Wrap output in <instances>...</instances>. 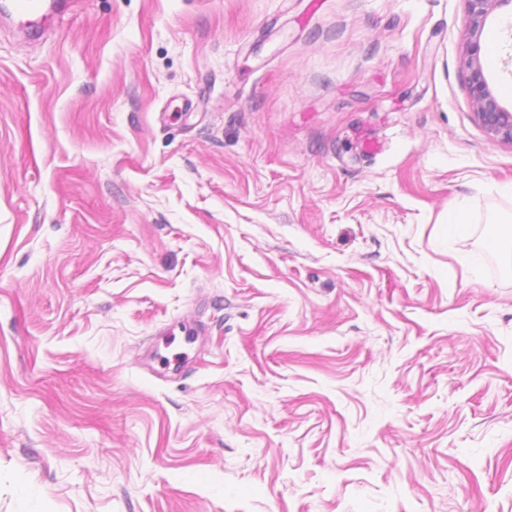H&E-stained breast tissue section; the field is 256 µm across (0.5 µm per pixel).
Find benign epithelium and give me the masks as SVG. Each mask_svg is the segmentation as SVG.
Wrapping results in <instances>:
<instances>
[{
	"instance_id": "1",
	"label": "benign epithelium",
	"mask_w": 512,
	"mask_h": 512,
	"mask_svg": "<svg viewBox=\"0 0 512 512\" xmlns=\"http://www.w3.org/2000/svg\"><path fill=\"white\" fill-rule=\"evenodd\" d=\"M470 26L465 68L469 72V95L474 114L485 132L512 143V111L504 108L492 93L481 62V35L490 14L504 7H512V0H467Z\"/></svg>"
}]
</instances>
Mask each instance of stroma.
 Listing matches in <instances>:
<instances>
[{
  "mask_svg": "<svg viewBox=\"0 0 512 512\" xmlns=\"http://www.w3.org/2000/svg\"><path fill=\"white\" fill-rule=\"evenodd\" d=\"M468 27L466 0L0 16V512H512V143ZM466 1L468 2L470 26L464 64L469 72V95L474 114L488 135L512 143V111L504 108L492 93L481 62V35L487 18L496 9L504 7L510 6L512 12V0Z\"/></svg>",
  "mask_w": 512,
  "mask_h": 512,
  "instance_id": "obj_1",
  "label": "stroma"
}]
</instances>
